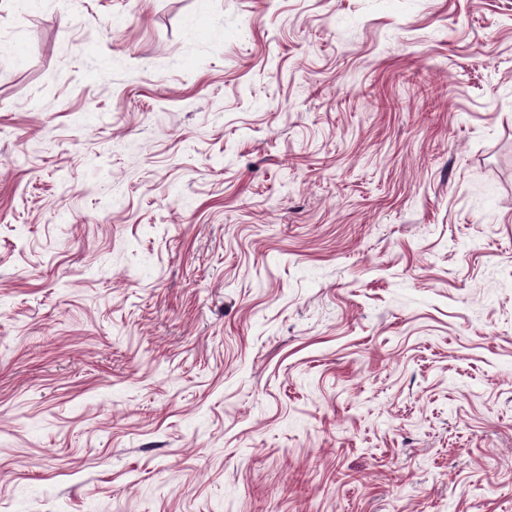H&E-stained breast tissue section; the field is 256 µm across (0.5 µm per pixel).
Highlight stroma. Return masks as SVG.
<instances>
[{
  "mask_svg": "<svg viewBox=\"0 0 512 512\" xmlns=\"http://www.w3.org/2000/svg\"><path fill=\"white\" fill-rule=\"evenodd\" d=\"M0 512H512V0H0Z\"/></svg>",
  "mask_w": 512,
  "mask_h": 512,
  "instance_id": "1",
  "label": "stroma"
}]
</instances>
